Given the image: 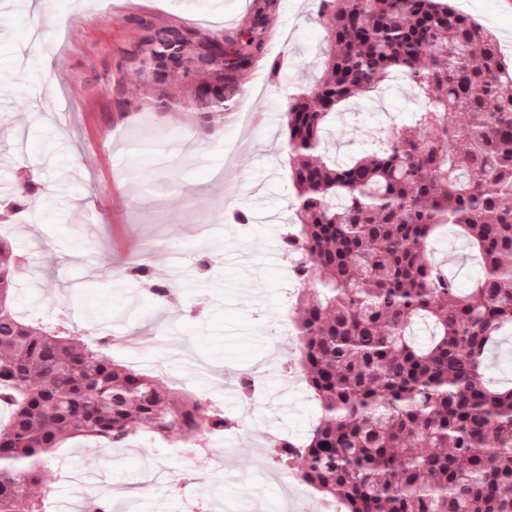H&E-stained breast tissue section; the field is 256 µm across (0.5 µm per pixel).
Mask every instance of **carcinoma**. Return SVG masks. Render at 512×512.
I'll return each mask as SVG.
<instances>
[{
	"mask_svg": "<svg viewBox=\"0 0 512 512\" xmlns=\"http://www.w3.org/2000/svg\"><path fill=\"white\" fill-rule=\"evenodd\" d=\"M270 14L203 39L142 21L129 63L157 85L182 77L202 108L219 99L227 110L265 52ZM314 16L322 74L287 101L296 221L281 239L305 273L292 300L296 366L320 418L272 456L343 512H512V385L483 373L512 330V66L448 0H315ZM395 74L418 91L415 107L336 164L325 124ZM450 230L480 263L466 293L428 257ZM16 264L0 241V512H43L35 490L70 438L124 448L149 431L191 454L232 427L218 407L113 360L106 341L20 318ZM125 273L171 296L147 264ZM419 319L433 327L425 343Z\"/></svg>",
	"mask_w": 512,
	"mask_h": 512,
	"instance_id": "obj_1",
	"label": "carcinoma"
}]
</instances>
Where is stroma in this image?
<instances>
[{"label": "stroma", "mask_w": 512, "mask_h": 512, "mask_svg": "<svg viewBox=\"0 0 512 512\" xmlns=\"http://www.w3.org/2000/svg\"><path fill=\"white\" fill-rule=\"evenodd\" d=\"M264 0H0V207L19 182L35 190L0 228L24 266L13 305L82 336H123L113 358L166 387L218 402L239 423L222 451L181 458L142 433L127 447L80 440L61 448L47 512L106 497L112 512H321L306 485L268 462L267 438L308 436L319 415L305 383L288 377L297 345L282 335L290 259L280 253L293 188L285 169L289 95L319 76L323 28L313 0H276L267 41L281 58L247 71L251 96L238 118L203 113L183 81L160 87L129 70L140 21L202 37L233 29ZM490 29L512 58V0H453ZM413 100L384 85L351 101L329 124L330 157H357ZM249 221L236 223L237 212ZM252 256L240 272L238 254ZM461 287L480 272L448 235L429 247ZM149 264L176 300L151 301L121 276ZM258 372L256 400L224 388L226 374Z\"/></svg>", "instance_id": "1"}]
</instances>
